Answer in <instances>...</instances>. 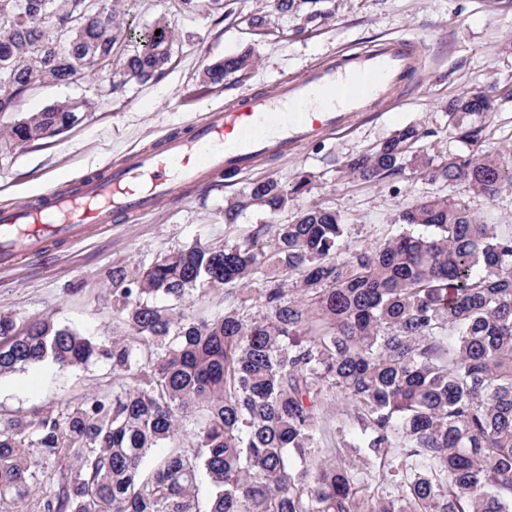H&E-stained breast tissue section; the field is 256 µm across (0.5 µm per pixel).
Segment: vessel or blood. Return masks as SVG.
<instances>
[{"label":"vessel or blood","instance_id":"vessel-or-blood-1","mask_svg":"<svg viewBox=\"0 0 512 512\" xmlns=\"http://www.w3.org/2000/svg\"><path fill=\"white\" fill-rule=\"evenodd\" d=\"M416 78V58L404 41L383 44L372 53H348L319 65L305 77L248 98L238 109L212 113L190 135L168 138L153 153L137 156L68 189H52L37 202L0 213V265H14L10 245L27 229L26 249L43 254L47 238L71 244L89 224L112 223L119 214L177 205L186 188L219 169L243 171L261 157L298 147L327 127H341Z\"/></svg>","mask_w":512,"mask_h":512}]
</instances>
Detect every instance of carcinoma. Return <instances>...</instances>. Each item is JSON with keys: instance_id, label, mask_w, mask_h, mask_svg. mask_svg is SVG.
Masks as SVG:
<instances>
[{"instance_id": "1", "label": "carcinoma", "mask_w": 512, "mask_h": 512, "mask_svg": "<svg viewBox=\"0 0 512 512\" xmlns=\"http://www.w3.org/2000/svg\"><path fill=\"white\" fill-rule=\"evenodd\" d=\"M178 2L224 21V0ZM124 7L0 0V112L79 74L109 73L114 90L162 75L168 17L137 33ZM252 65L241 54L205 76L222 84ZM511 97L451 100L460 148L439 159L416 148L426 133L411 125L347 171L371 180L410 166L493 198L512 187V150L483 152L485 118ZM92 108L48 105L1 130L0 146L41 145ZM305 187L255 182L224 223L252 205L280 211ZM399 219V235L352 248L336 211L309 206L243 244L197 241L116 267L119 336L0 315V376L45 363H105L118 376L75 403L0 412V512H512V225L441 195ZM219 288L222 312L178 310ZM329 389L360 431L336 448L321 446Z\"/></svg>"}]
</instances>
